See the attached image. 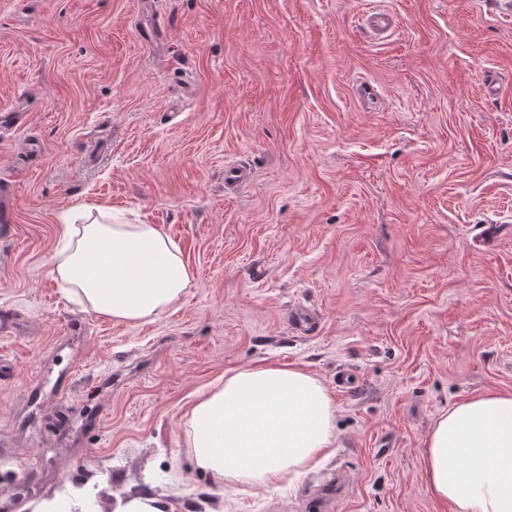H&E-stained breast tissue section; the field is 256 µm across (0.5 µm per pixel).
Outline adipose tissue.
Masks as SVG:
<instances>
[{"instance_id":"1","label":"adipose tissue","mask_w":512,"mask_h":512,"mask_svg":"<svg viewBox=\"0 0 512 512\" xmlns=\"http://www.w3.org/2000/svg\"><path fill=\"white\" fill-rule=\"evenodd\" d=\"M50 274L67 296L118 323L152 319L185 293L178 246L153 224H132L101 206L60 216ZM336 407L306 370L257 364L225 374L195 398L185 443L200 473L276 489L332 448ZM423 477L454 512H512V393L455 402L423 441Z\"/></svg>"}]
</instances>
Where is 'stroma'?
<instances>
[{"label": "stroma", "mask_w": 512, "mask_h": 512, "mask_svg": "<svg viewBox=\"0 0 512 512\" xmlns=\"http://www.w3.org/2000/svg\"><path fill=\"white\" fill-rule=\"evenodd\" d=\"M376 2L385 40L364 0H0V112L27 115L0 128V507L80 485L102 512L140 488L169 512H305L340 473L334 512H453L423 440L512 392V12ZM228 162L250 171L231 197ZM84 204L179 246L172 310L117 324L66 298L48 259ZM297 305L316 335L291 332ZM259 363L336 406L331 452L275 491L215 483L184 445L196 395ZM363 17L367 27L378 33L386 32L393 26L392 16L378 6H367Z\"/></svg>", "instance_id": "stroma-1"}]
</instances>
